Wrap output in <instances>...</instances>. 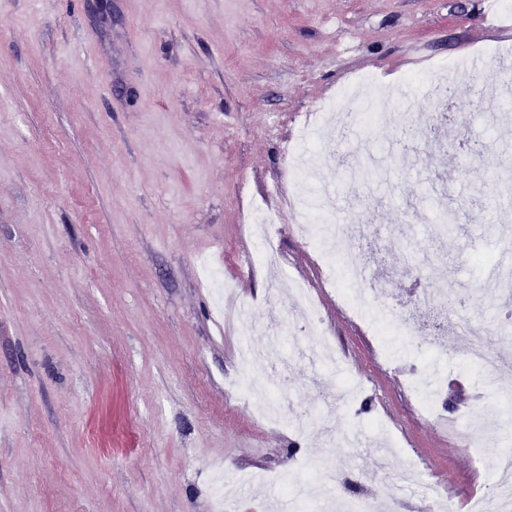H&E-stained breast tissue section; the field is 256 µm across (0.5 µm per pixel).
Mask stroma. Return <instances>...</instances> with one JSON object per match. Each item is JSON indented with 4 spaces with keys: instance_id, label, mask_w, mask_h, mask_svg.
Instances as JSON below:
<instances>
[{
    "instance_id": "obj_1",
    "label": "stroma",
    "mask_w": 512,
    "mask_h": 512,
    "mask_svg": "<svg viewBox=\"0 0 512 512\" xmlns=\"http://www.w3.org/2000/svg\"><path fill=\"white\" fill-rule=\"evenodd\" d=\"M87 0H0V512H224L221 474L255 472L231 512L277 498L267 472L296 458L358 469L366 489L381 475L375 448L331 449L351 415L322 417L339 371L305 362L277 396L308 422L306 437L258 425L251 403L232 397L240 323L216 310L203 260L253 301L263 321L249 336L274 338L278 297L246 229L248 210L278 209L307 195L288 151L302 116L334 97L352 73L375 76L378 103L393 114L367 176L378 239L356 245L370 290L393 307L431 274L469 290L466 320L490 329L505 295L473 290L475 256L497 246L488 215L512 209L500 175L512 166V121L497 118L489 75L501 73L499 39L488 31L490 0H112L121 24L96 18ZM486 49L483 71L458 76L463 49ZM451 89L452 145L433 142L423 79ZM361 134L324 122L312 142L333 181L336 209L353 202L343 175ZM456 209L455 233L435 226ZM416 243L434 267L391 275ZM284 280L306 283L343 366L367 382L363 420L380 421L412 460L468 499L491 482L463 432L421 415L403 363H431L403 336L398 360L327 287L312 246L284 220L277 234ZM444 384L460 388L452 408L485 407L488 452L505 436L496 395L512 373L465 372L453 335ZM343 369V370H344Z\"/></svg>"
}]
</instances>
